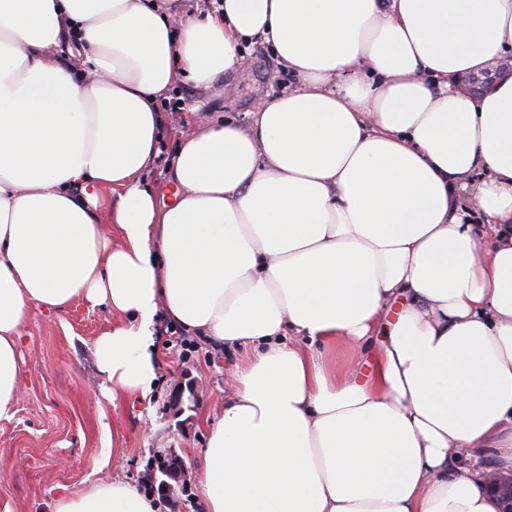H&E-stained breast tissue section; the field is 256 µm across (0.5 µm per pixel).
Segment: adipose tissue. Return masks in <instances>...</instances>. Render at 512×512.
<instances>
[{"label":"adipose tissue","instance_id":"adipose-tissue-1","mask_svg":"<svg viewBox=\"0 0 512 512\" xmlns=\"http://www.w3.org/2000/svg\"><path fill=\"white\" fill-rule=\"evenodd\" d=\"M257 42L294 85L148 182L161 102L210 101ZM511 48L512 0H0V419L30 309L79 300L122 317L94 344L111 400L150 403L167 325L242 350L204 512H498L512 76L457 84ZM159 509L122 480L54 506Z\"/></svg>","mask_w":512,"mask_h":512}]
</instances>
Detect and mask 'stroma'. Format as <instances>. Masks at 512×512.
<instances>
[{
  "instance_id": "35a3bbf8",
  "label": "stroma",
  "mask_w": 512,
  "mask_h": 512,
  "mask_svg": "<svg viewBox=\"0 0 512 512\" xmlns=\"http://www.w3.org/2000/svg\"><path fill=\"white\" fill-rule=\"evenodd\" d=\"M288 80L267 46L250 47L244 79L220 95L225 114L240 117L256 110ZM119 320L84 305L50 316L31 310L15 415L0 420V500L15 512H53L57 499L116 477L142 484L150 459L159 453L183 462L171 488L189 485L193 497L183 512H200L201 486L189 460L205 443L206 418L224 407L237 354L200 344L183 362L177 349H161L152 408L125 399L111 402L102 393L94 342ZM117 443L118 454L112 451ZM101 455L108 456V466L92 470V459Z\"/></svg>"
}]
</instances>
